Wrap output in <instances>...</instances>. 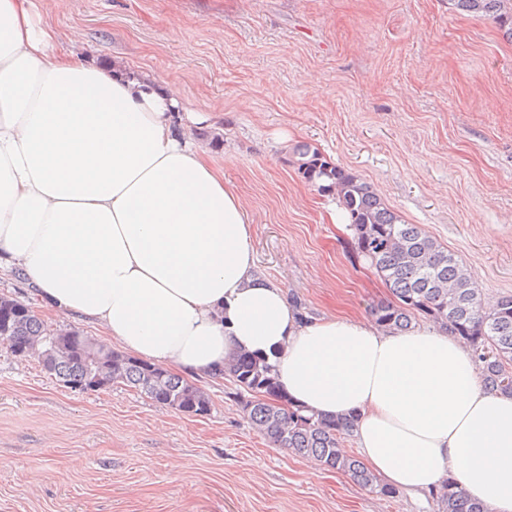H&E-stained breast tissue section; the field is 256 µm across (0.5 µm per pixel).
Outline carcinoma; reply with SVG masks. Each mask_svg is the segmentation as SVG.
Wrapping results in <instances>:
<instances>
[{
    "instance_id": "cac0c4a2",
    "label": "carcinoma",
    "mask_w": 512,
    "mask_h": 512,
    "mask_svg": "<svg viewBox=\"0 0 512 512\" xmlns=\"http://www.w3.org/2000/svg\"><path fill=\"white\" fill-rule=\"evenodd\" d=\"M452 9L484 16L512 40V0H448ZM297 171L327 197L339 199L350 217L357 257L384 281L393 300L371 307L382 327L403 330L423 317L462 338L481 363L489 391L512 394V296L485 303L472 287L458 257L391 211L372 187L309 146L296 150ZM0 342L18 357L35 355L44 370L66 387L95 375L101 386L124 384L152 402L195 416L210 410L208 396L172 369L118 352L96 348L99 361L88 368L90 338L76 332H50L32 308L0 297ZM224 376L236 386L250 424L275 447L313 458L347 473L365 489L385 497L395 490L379 482L356 456L345 451L354 420L325 418L294 407L278 391L274 370L263 358L240 354L224 363ZM438 512H486L445 482L436 494Z\"/></svg>"
}]
</instances>
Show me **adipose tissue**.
Wrapping results in <instances>:
<instances>
[{"instance_id": "ef3b65f1", "label": "adipose tissue", "mask_w": 512, "mask_h": 512, "mask_svg": "<svg viewBox=\"0 0 512 512\" xmlns=\"http://www.w3.org/2000/svg\"><path fill=\"white\" fill-rule=\"evenodd\" d=\"M33 0H0V261L43 306L199 376L266 358L293 405L356 417L364 463L422 495L453 479L512 512V396L439 326L309 318L260 278L252 226L157 76L58 51Z\"/></svg>"}]
</instances>
